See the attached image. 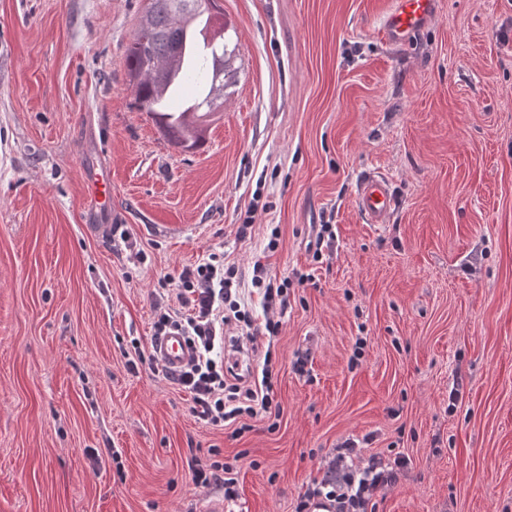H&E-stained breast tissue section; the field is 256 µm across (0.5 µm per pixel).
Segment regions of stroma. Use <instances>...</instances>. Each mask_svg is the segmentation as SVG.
<instances>
[{
  "mask_svg": "<svg viewBox=\"0 0 512 512\" xmlns=\"http://www.w3.org/2000/svg\"><path fill=\"white\" fill-rule=\"evenodd\" d=\"M389 3L222 0L234 80L186 151L134 104L143 0H0V512H197L216 460L239 512H295L349 440L410 460L373 512H512V0H438L407 46ZM103 165L144 264L83 231ZM213 252L290 282L283 413L236 437L126 366L161 282ZM358 208L368 224H386L395 205L388 180L369 173L356 186ZM235 463L213 461L209 465L192 467L191 479L196 486L208 487L211 483L224 484V500H211L205 502L200 508L201 512H224V501L234 503L237 498L236 478L233 472L236 470Z\"/></svg>",
  "mask_w": 512,
  "mask_h": 512,
  "instance_id": "stroma-1",
  "label": "stroma"
}]
</instances>
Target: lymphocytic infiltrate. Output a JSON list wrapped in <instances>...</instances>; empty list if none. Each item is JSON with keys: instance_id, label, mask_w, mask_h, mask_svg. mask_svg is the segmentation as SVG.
Segmentation results:
<instances>
[{"instance_id": "lymphocytic-infiltrate-1", "label": "lymphocytic infiltrate", "mask_w": 512, "mask_h": 512, "mask_svg": "<svg viewBox=\"0 0 512 512\" xmlns=\"http://www.w3.org/2000/svg\"><path fill=\"white\" fill-rule=\"evenodd\" d=\"M249 278L261 298L263 326H255L252 315L236 298L242 278ZM174 301L158 306L154 334L163 336L182 330L195 351L193 360L172 379L191 398L192 415L208 426L237 425L241 418L280 417L283 408L275 402L269 367L240 375L224 368L221 351L224 328L236 326L243 341H273L288 307L287 283H274L261 263H254L250 274L225 264L223 254L213 253L202 262L182 268L173 291ZM353 442H345L327 463V479L304 494L295 512H313L314 503H328L329 512H367L378 493L394 484L409 459L398 453L385 459L370 456L359 462Z\"/></svg>"}]
</instances>
